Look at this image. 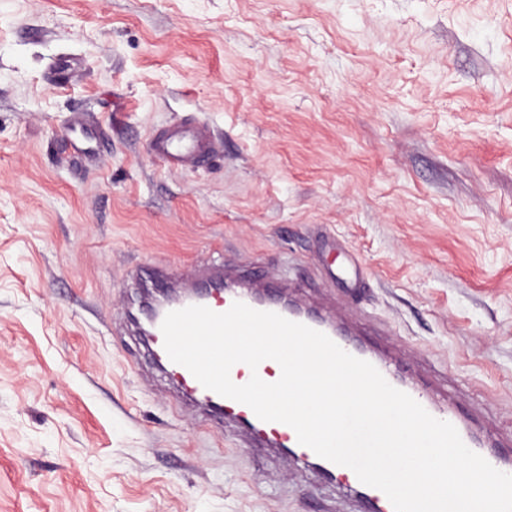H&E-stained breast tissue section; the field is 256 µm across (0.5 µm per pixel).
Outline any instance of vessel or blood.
<instances>
[{
  "mask_svg": "<svg viewBox=\"0 0 512 512\" xmlns=\"http://www.w3.org/2000/svg\"><path fill=\"white\" fill-rule=\"evenodd\" d=\"M150 146L152 153L171 169L203 165L217 151V143L210 125L198 120L185 121L162 129L151 140ZM256 285L257 282L253 279L218 276L210 287L200 290L195 297L189 298L188 303L223 313L229 310L234 302L240 301L259 311L286 315L287 310L282 304L281 297L268 293L264 298H257L254 293ZM164 318L165 314L161 311L152 315L153 328L148 338V353L175 387L188 397L195 407L201 408L206 413L214 426H221L225 420L229 419L258 431L262 436L272 438L279 447L293 449L295 455L303 459L315 458L310 448L299 443L295 431L290 426L258 419L247 405L204 388L186 367L172 362L164 348L161 331ZM298 321L326 334L351 355L373 364L389 384L409 394L429 414L453 424L470 449L484 454L486 460L495 468L503 467V459L489 450L491 438L479 436L467 421L458 416L447 393L434 388L421 375L405 371L398 361L387 354L385 349L367 341V322L350 325L330 315L311 311L299 316ZM254 374L259 375L266 382L275 379V370L271 361L268 360L261 362L258 369L254 371L250 370L246 364H236L231 369L230 377L235 384L242 385ZM345 481L354 486H361L362 512H394L386 495L379 489L360 485L356 474L345 476Z\"/></svg>",
  "mask_w": 512,
  "mask_h": 512,
  "instance_id": "vessel-or-blood-1",
  "label": "vessel or blood"
}]
</instances>
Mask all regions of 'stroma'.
<instances>
[{"label":"stroma","instance_id":"obj_1","mask_svg":"<svg viewBox=\"0 0 512 512\" xmlns=\"http://www.w3.org/2000/svg\"><path fill=\"white\" fill-rule=\"evenodd\" d=\"M191 118L219 149L168 170ZM292 261L512 437V0H0V512H358L178 404L136 323L137 267ZM152 153L169 169L205 164L217 152L210 125L191 120L162 129L150 142Z\"/></svg>","mask_w":512,"mask_h":512}]
</instances>
